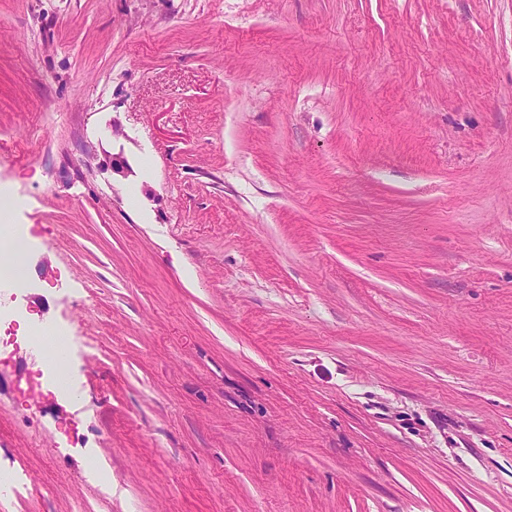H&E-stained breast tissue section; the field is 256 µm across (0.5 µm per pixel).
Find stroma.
Listing matches in <instances>:
<instances>
[{
  "instance_id": "35a3bbf8",
  "label": "stroma",
  "mask_w": 512,
  "mask_h": 512,
  "mask_svg": "<svg viewBox=\"0 0 512 512\" xmlns=\"http://www.w3.org/2000/svg\"><path fill=\"white\" fill-rule=\"evenodd\" d=\"M0 194V512H512V0H0ZM34 338L38 336H49L47 345L48 355L57 371L54 381V389L58 392L69 390V384L63 373L62 362L57 359V352L64 349L68 344V336L62 327H42L33 332Z\"/></svg>"
}]
</instances>
